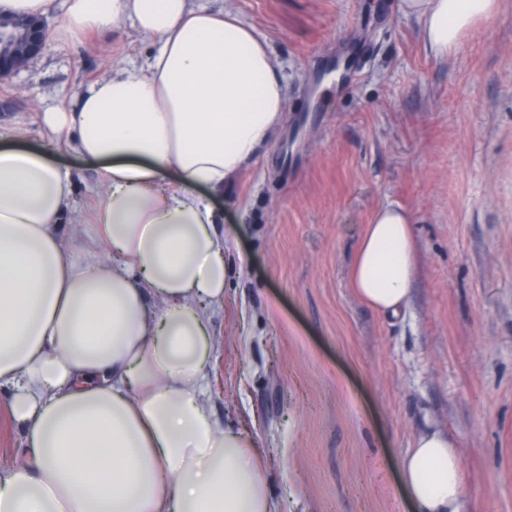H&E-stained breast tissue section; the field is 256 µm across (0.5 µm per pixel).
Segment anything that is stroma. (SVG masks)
<instances>
[{"mask_svg":"<svg viewBox=\"0 0 512 512\" xmlns=\"http://www.w3.org/2000/svg\"><path fill=\"white\" fill-rule=\"evenodd\" d=\"M269 44L288 107L217 206L232 234L215 317L214 412L247 423L282 512H410L398 466L426 424L457 442L466 512H512V0L448 59L401 0H198ZM46 16L44 53L0 77V140L47 146L73 108L156 44L122 21L76 39ZM72 209L93 241L101 182L69 151ZM414 213L405 315L363 305L346 272L385 205Z\"/></svg>","mask_w":512,"mask_h":512,"instance_id":"stroma-1","label":"stroma"}]
</instances>
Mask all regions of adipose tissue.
Here are the masks:
<instances>
[{
    "mask_svg": "<svg viewBox=\"0 0 512 512\" xmlns=\"http://www.w3.org/2000/svg\"><path fill=\"white\" fill-rule=\"evenodd\" d=\"M444 59L497 0H402ZM130 20L157 46L139 68L43 112L104 186L95 247L68 220L70 171L0 147V387L24 436L0 465V512H280L254 437L209 395L229 266L213 198L277 129L287 91L270 48L194 0H65L59 35ZM401 205L364 225L347 284L397 316L418 261ZM457 443L421 431L401 459L414 512H461Z\"/></svg>",
    "mask_w": 512,
    "mask_h": 512,
    "instance_id": "obj_1",
    "label": "adipose tissue"
}]
</instances>
